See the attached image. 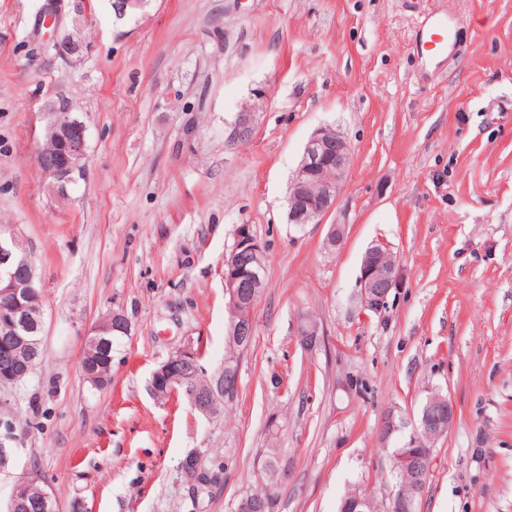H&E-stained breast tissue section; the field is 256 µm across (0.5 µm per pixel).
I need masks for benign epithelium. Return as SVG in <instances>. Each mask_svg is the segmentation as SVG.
Wrapping results in <instances>:
<instances>
[{"label": "benign epithelium", "mask_w": 512, "mask_h": 512, "mask_svg": "<svg viewBox=\"0 0 512 512\" xmlns=\"http://www.w3.org/2000/svg\"><path fill=\"white\" fill-rule=\"evenodd\" d=\"M147 0H113L116 19L144 7ZM56 50L70 57H80L84 42L71 31L59 32L53 39ZM251 112L240 113L233 136L245 140L251 135ZM46 139L54 145V154L42 151L39 164L53 186L62 191L81 172L87 153L86 126L80 120L69 122L57 117L49 125ZM352 160L350 144L330 126L318 128L308 139L286 199L288 223L302 227L319 224L335 209ZM19 235L12 225H0V337L5 353L0 358V386L15 384L28 377L44 352L42 319L35 318L29 302L39 295L36 267L30 254L17 251ZM386 246L375 243L362 259L359 275L360 301L364 309L377 311L386 303L391 289L401 282L400 265L382 264L381 254ZM263 249L248 224L236 228L234 243L224 254V294L227 306L240 311V320L230 326V336L244 351L250 347L254 327L256 300L264 287ZM111 332L129 333V322L114 312L95 329L89 341L96 345ZM304 348L317 344L319 327L304 318L299 332ZM211 377L215 384L202 389L194 384V377ZM169 383V391L182 392L192 407L207 418L219 415V404L233 397L239 390V370L224 366L213 374L199 363L191 349H182L171 355L152 374V391L157 383ZM456 416L453 403L430 401L424 407L423 423L434 427L437 433L428 434L430 443L445 436ZM52 493L48 487L32 495V481L21 480L12 490L7 512H43L48 508Z\"/></svg>", "instance_id": "1"}]
</instances>
